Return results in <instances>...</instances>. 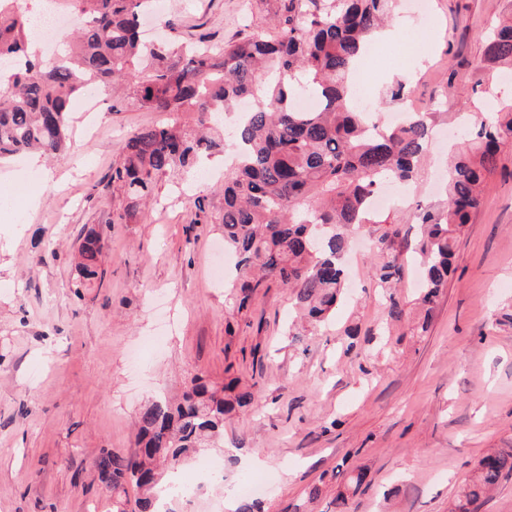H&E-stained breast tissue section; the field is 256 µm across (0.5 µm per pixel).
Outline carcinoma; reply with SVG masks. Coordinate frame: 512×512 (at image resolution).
<instances>
[{
    "mask_svg": "<svg viewBox=\"0 0 512 512\" xmlns=\"http://www.w3.org/2000/svg\"><path fill=\"white\" fill-rule=\"evenodd\" d=\"M151 0H55L75 10L83 27L67 38L54 61L29 52L32 13L0 0V158L22 152L48 157L69 149L70 113L89 90L132 86L133 99L156 112H195L205 125L219 112L250 102L234 130L237 153L224 167L221 227L224 250L235 258L232 299L244 310L263 288L288 289L309 327L324 322L345 289L342 260L350 234L367 227L370 198L385 180L410 183L440 116L415 112L403 125L368 129L367 113L353 102L352 76L374 34L399 0H280L274 32L253 34L214 51L200 43L147 46L141 24ZM487 63L512 67V16L484 42ZM319 102L301 111L296 100ZM466 146L448 167L444 198L417 207L423 264L424 330L436 299L448 286L458 238L479 206L487 179L512 143V97L495 98L488 117L466 126ZM214 143L178 123L148 127L124 143L111 182L127 201L119 218L153 194L159 177L185 171ZM393 226L374 237L375 279L391 289L387 318L400 322L404 303L392 287L401 280L404 249ZM102 238L88 231L79 246L80 274L98 276ZM254 400L234 382L218 387L194 375L181 398L156 397L140 411L136 446L128 454L102 451L95 466L121 496L139 491L135 512H153L158 479L192 454L224 439V422ZM512 476V448L480 458L448 512H479L485 496ZM365 472L343 474L331 512H349Z\"/></svg>",
    "mask_w": 512,
    "mask_h": 512,
    "instance_id": "carcinoma-1",
    "label": "carcinoma"
}]
</instances>
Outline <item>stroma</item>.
Masks as SVG:
<instances>
[{
    "mask_svg": "<svg viewBox=\"0 0 512 512\" xmlns=\"http://www.w3.org/2000/svg\"><path fill=\"white\" fill-rule=\"evenodd\" d=\"M399 13L405 50L390 67L369 64L373 111L393 112L389 88L405 82L419 111L442 101L446 116L430 157L408 191L371 216L375 233L397 226L414 239L413 201L441 198L458 98L449 86L512 93V72L485 66L484 39L512 15V0H424L427 19ZM277 0H167L172 37L227 43L267 29ZM92 124H72L73 157L30 167L0 161V512H112V489L95 460L134 446L137 415L157 393L179 396L196 373L238 378L257 394L224 426L223 444L182 466L223 464V480L200 486L173 512H225L224 495L274 475L264 512H329L337 466L361 467L351 512H448V503L490 448L512 446V144L457 244L454 271L428 328L420 268L399 284L402 323L387 325L371 272L373 241L346 257L348 288L330 318L293 343L295 304L287 289H263L243 312L213 269L224 258L223 205L214 179L166 175L154 199L123 217L109 182L133 132L190 112H154L99 95ZM100 233L101 277L80 278L75 256L88 230ZM253 457L260 465L244 466ZM317 500H309L312 487Z\"/></svg>",
    "mask_w": 512,
    "mask_h": 512,
    "instance_id": "stroma-1",
    "label": "stroma"
}]
</instances>
